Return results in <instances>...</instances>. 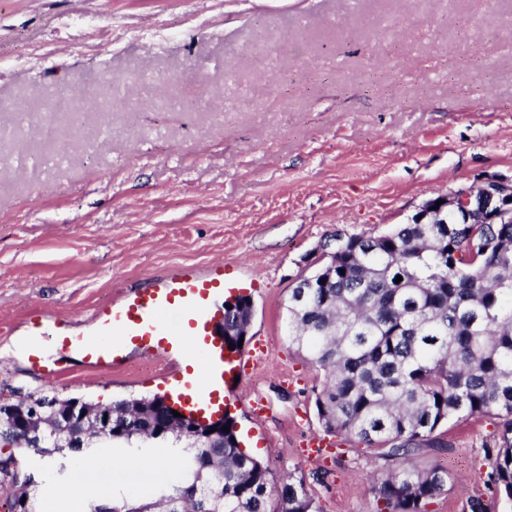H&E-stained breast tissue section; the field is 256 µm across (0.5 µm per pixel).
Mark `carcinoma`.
Instances as JSON below:
<instances>
[{"mask_svg":"<svg viewBox=\"0 0 512 512\" xmlns=\"http://www.w3.org/2000/svg\"><path fill=\"white\" fill-rule=\"evenodd\" d=\"M402 281L395 282L397 277ZM288 337L324 372L314 405L323 432L377 450L391 467L377 486L379 512H428L448 473L411 463L419 442L463 417L493 414L485 445L488 481L512 500V224H398L379 238L336 234V271L288 297ZM253 316L247 296L224 309V342L235 352ZM41 407L42 459L87 458L93 425L55 396L0 394V442H17V421ZM112 441L155 439L158 398L114 401ZM210 447L182 458L180 479L160 500L112 504V512H318L304 479L271 484L268 469L240 448L236 421ZM13 454L0 456V491L16 512H39ZM276 508H271L272 498Z\"/></svg>","mask_w":512,"mask_h":512,"instance_id":"1","label":"carcinoma"}]
</instances>
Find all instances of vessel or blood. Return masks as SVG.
I'll return each instance as SVG.
<instances>
[{"label": "vessel or blood", "instance_id": "b4317fda", "mask_svg": "<svg viewBox=\"0 0 512 512\" xmlns=\"http://www.w3.org/2000/svg\"><path fill=\"white\" fill-rule=\"evenodd\" d=\"M224 288L223 266L209 267L203 274L179 271L161 286L135 290L110 311L94 312L95 338L77 337L64 341L62 347L82 355L92 366L116 368L119 353L129 344L161 356L171 352L174 342L190 344L211 384L198 386L192 375L185 374L176 376L173 390L187 413L207 414L223 401L225 385L253 373L267 358L259 341L248 353H225L217 336L221 311L213 302Z\"/></svg>", "mask_w": 512, "mask_h": 512}]
</instances>
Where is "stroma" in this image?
Instances as JSON below:
<instances>
[{
	"label": "stroma",
	"mask_w": 512,
	"mask_h": 512,
	"mask_svg": "<svg viewBox=\"0 0 512 512\" xmlns=\"http://www.w3.org/2000/svg\"><path fill=\"white\" fill-rule=\"evenodd\" d=\"M88 87L80 122L52 110ZM490 177L512 178V0H0V386L166 394L137 349L95 372L55 348L49 375L16 349L35 319L85 332L114 297L220 263L269 355L228 399L242 449L273 483L303 477L319 512H378L374 450L301 454L324 375L288 342V295L334 232L385 234ZM495 430L454 420L420 449L450 477L429 512H512L484 483ZM14 454L74 512L71 469Z\"/></svg>",
	"instance_id": "1"
}]
</instances>
